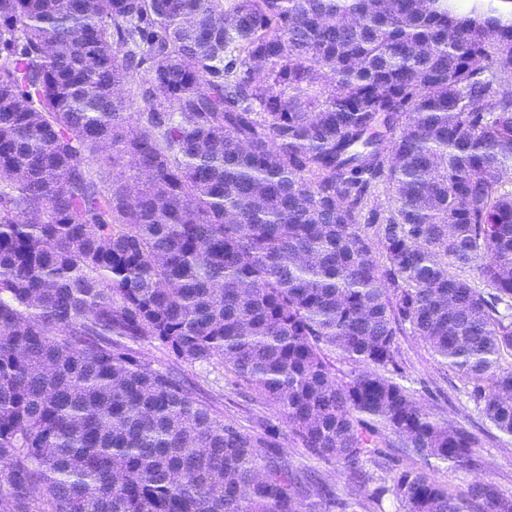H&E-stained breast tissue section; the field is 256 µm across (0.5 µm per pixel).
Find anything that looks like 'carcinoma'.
<instances>
[{
	"label": "carcinoma",
	"instance_id": "carcinoma-1",
	"mask_svg": "<svg viewBox=\"0 0 512 512\" xmlns=\"http://www.w3.org/2000/svg\"><path fill=\"white\" fill-rule=\"evenodd\" d=\"M471 2L0 0V512H512L386 453L479 445L402 384L407 329L512 436V0ZM138 353L152 368L176 373L196 396L212 403L225 420L234 421L249 431L260 430L266 423L279 425L283 433L279 447L281 457L299 472L328 484L336 495L343 497L350 491L360 490V482L352 480L335 462H325L301 448L274 407L246 386L234 385L233 377L224 369V360L218 358L203 365L184 364L157 344L141 345Z\"/></svg>",
	"mask_w": 512,
	"mask_h": 512
}]
</instances>
